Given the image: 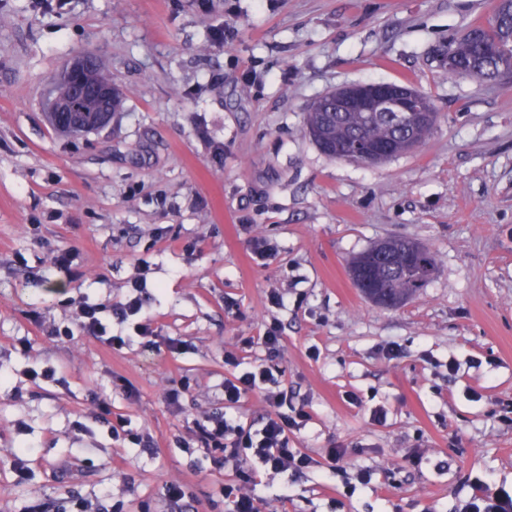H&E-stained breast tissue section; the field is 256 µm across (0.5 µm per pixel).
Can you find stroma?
Segmentation results:
<instances>
[{
  "label": "stroma",
  "mask_w": 512,
  "mask_h": 512,
  "mask_svg": "<svg viewBox=\"0 0 512 512\" xmlns=\"http://www.w3.org/2000/svg\"><path fill=\"white\" fill-rule=\"evenodd\" d=\"M497 3L0 0V512H69L72 491L110 512H173L175 479L193 493L187 512H232L220 492L232 468L177 445L216 407L228 350L272 367L311 415L291 447L321 462L264 476L260 512H461L475 481L512 490L500 420L512 406V74L479 83L444 65L449 39ZM84 53L126 101L103 128L66 137L43 95ZM378 82L430 97L426 140L379 164L322 153L312 104ZM255 236L273 257H252ZM388 237L438 256L398 308L369 301L348 272ZM67 249L69 274L53 265ZM141 265L153 345L129 324L121 349L49 337L76 303L122 300ZM273 321L283 342L268 356L258 339ZM46 366L56 381L25 375ZM185 380L171 411L164 394ZM94 393L153 437V454L113 437ZM28 443L19 483L10 460ZM335 445L371 483L345 486L325 455Z\"/></svg>",
  "instance_id": "1"
}]
</instances>
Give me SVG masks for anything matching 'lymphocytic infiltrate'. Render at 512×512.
<instances>
[{
    "instance_id": "obj_1",
    "label": "lymphocytic infiltrate",
    "mask_w": 512,
    "mask_h": 512,
    "mask_svg": "<svg viewBox=\"0 0 512 512\" xmlns=\"http://www.w3.org/2000/svg\"><path fill=\"white\" fill-rule=\"evenodd\" d=\"M76 327L109 348H121L129 342L122 333L112 332L102 319L101 307L96 305L78 306L72 326L55 328L51 336L71 338ZM224 362L235 367L236 373L224 380L221 407L196 421L193 436L199 447L212 449L215 465L233 468L236 480L224 487V497L232 503L233 512H259L254 489L261 473L291 471L299 475L317 467L316 459L288 445L289 433L300 430L309 415L303 410L292 416L285 413L288 393L280 389L271 367L261 363L241 366L231 350L225 351ZM252 392L262 393L269 407L256 428L243 426L227 414Z\"/></svg>"
}]
</instances>
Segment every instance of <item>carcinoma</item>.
Listing matches in <instances>:
<instances>
[{"instance_id":"carcinoma-1","label":"carcinoma","mask_w":512,"mask_h":512,"mask_svg":"<svg viewBox=\"0 0 512 512\" xmlns=\"http://www.w3.org/2000/svg\"><path fill=\"white\" fill-rule=\"evenodd\" d=\"M497 21L484 26L472 24L448 44V52L467 60L464 75L483 80L498 72L499 65L512 68V2L501 0ZM319 111L307 114L308 129L317 134L314 142L324 140L344 148L347 141L397 144L400 131L384 112H342L329 101ZM437 255L426 247L405 239L383 241L358 256L351 265L352 280L377 289L393 298L410 299L429 283L437 266Z\"/></svg>"}]
</instances>
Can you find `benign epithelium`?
I'll use <instances>...</instances> for the list:
<instances>
[{
  "label": "benign epithelium",
  "instance_id": "obj_1",
  "mask_svg": "<svg viewBox=\"0 0 512 512\" xmlns=\"http://www.w3.org/2000/svg\"><path fill=\"white\" fill-rule=\"evenodd\" d=\"M97 62L84 55L70 60L64 67L60 80L71 85V96L60 98L48 94L45 102L51 119L61 127L85 131L102 127L112 119V84L103 85L95 80ZM340 101L356 106L363 112H389L399 126H405V117L412 113L433 116V107L426 96L415 88L395 86L391 83L358 84L341 89ZM336 156L357 163L375 164L391 158V148L378 145L353 152H338Z\"/></svg>",
  "mask_w": 512,
  "mask_h": 512
}]
</instances>
